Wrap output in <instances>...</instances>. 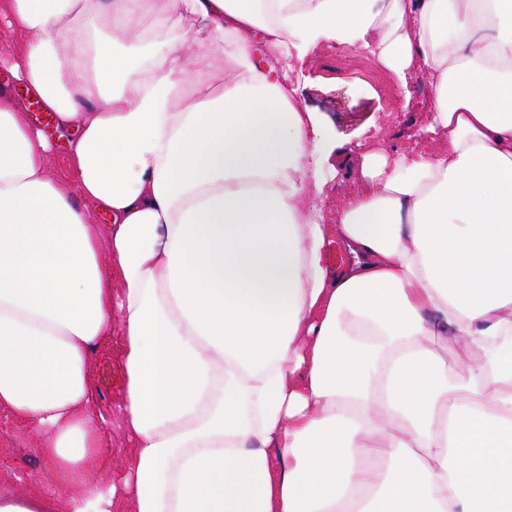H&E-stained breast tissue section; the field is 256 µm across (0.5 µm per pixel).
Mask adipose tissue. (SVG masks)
Wrapping results in <instances>:
<instances>
[{"mask_svg":"<svg viewBox=\"0 0 512 512\" xmlns=\"http://www.w3.org/2000/svg\"><path fill=\"white\" fill-rule=\"evenodd\" d=\"M0 23L110 217L0 101V410L66 492L0 512H512V0H7ZM323 42L424 77L446 141L362 155L328 224L308 178L336 147L278 72ZM115 331L119 487L86 473ZM50 159L51 176L57 186L61 190L73 195L79 201L80 205L85 207L94 223H104L106 217L101 211L97 210L93 204L85 203L84 201L78 199L76 189V173L66 148L63 145L57 146Z\"/></svg>","mask_w":512,"mask_h":512,"instance_id":"obj_1","label":"adipose tissue"}]
</instances>
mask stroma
<instances>
[{"mask_svg":"<svg viewBox=\"0 0 512 512\" xmlns=\"http://www.w3.org/2000/svg\"><path fill=\"white\" fill-rule=\"evenodd\" d=\"M293 67L301 107L316 113L326 136L347 151L379 152L392 161L403 152L429 155L442 147L441 138L425 131L433 89L424 78L401 84L368 51L335 44L314 48ZM120 351V336L112 334L97 350L91 370L93 408L110 422L104 436L108 453L93 470L115 482L125 474L130 452L116 416L124 395ZM49 457L46 439L0 412V491H59Z\"/></svg>","mask_w":512,"mask_h":512,"instance_id":"1","label":"stroma"}]
</instances>
